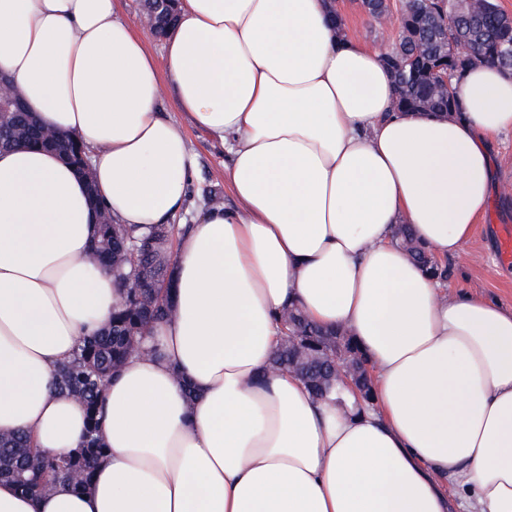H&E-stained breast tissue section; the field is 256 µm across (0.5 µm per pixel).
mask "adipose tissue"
Wrapping results in <instances>:
<instances>
[{"mask_svg":"<svg viewBox=\"0 0 512 512\" xmlns=\"http://www.w3.org/2000/svg\"><path fill=\"white\" fill-rule=\"evenodd\" d=\"M330 0H179L160 52L117 0H0V73L38 122L91 152L117 223L164 224L191 166L173 92L223 143L237 205L178 238L161 356L108 385V452L89 486L0 512H512V308L448 293L392 240L411 225L461 257L485 216L512 75L480 62L460 111L401 112L380 52L329 21ZM79 171L49 149L0 152V436L80 448L86 411L59 367L123 290L91 257ZM299 306L367 357L373 406L318 401L269 368L276 314Z\"/></svg>","mask_w":512,"mask_h":512,"instance_id":"obj_1","label":"adipose tissue"}]
</instances>
